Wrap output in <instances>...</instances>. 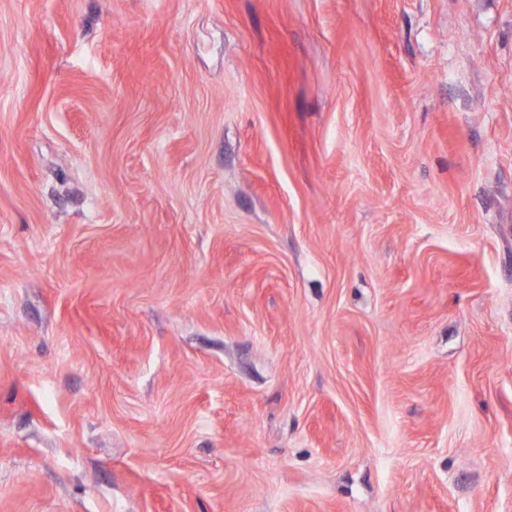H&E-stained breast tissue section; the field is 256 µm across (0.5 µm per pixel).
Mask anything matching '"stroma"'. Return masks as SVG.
Returning <instances> with one entry per match:
<instances>
[{
	"label": "stroma",
	"mask_w": 512,
	"mask_h": 512,
	"mask_svg": "<svg viewBox=\"0 0 512 512\" xmlns=\"http://www.w3.org/2000/svg\"><path fill=\"white\" fill-rule=\"evenodd\" d=\"M0 512H512V0H0Z\"/></svg>",
	"instance_id": "stroma-1"
}]
</instances>
